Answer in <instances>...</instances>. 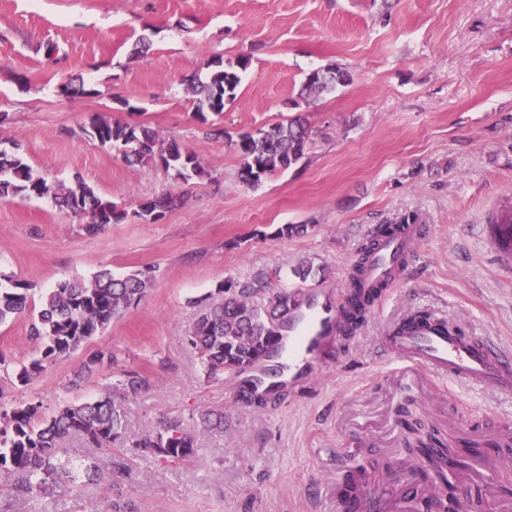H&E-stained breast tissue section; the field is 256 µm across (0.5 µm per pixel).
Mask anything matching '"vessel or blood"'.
Listing matches in <instances>:
<instances>
[{"mask_svg": "<svg viewBox=\"0 0 512 512\" xmlns=\"http://www.w3.org/2000/svg\"><path fill=\"white\" fill-rule=\"evenodd\" d=\"M424 237L421 224L375 235L374 249L359 273L360 287L370 290L399 283ZM347 307V295L333 288L302 291L298 305L288 313L286 330L264 356L244 369L243 384L272 403L285 393L299 392L311 375L322 371L334 354L340 353L348 336ZM378 347L387 359L424 370L435 378L487 385L512 395V353L487 337L463 332L438 314L425 318L405 314L385 328ZM351 478L358 487L357 494L351 502L337 501V512H388L394 501L401 512H410L412 477L399 483L384 479L375 484L365 483L356 472Z\"/></svg>", "mask_w": 512, "mask_h": 512, "instance_id": "1", "label": "vessel or blood"}]
</instances>
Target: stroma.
<instances>
[{
  "label": "stroma",
  "mask_w": 512,
  "mask_h": 512,
  "mask_svg": "<svg viewBox=\"0 0 512 512\" xmlns=\"http://www.w3.org/2000/svg\"><path fill=\"white\" fill-rule=\"evenodd\" d=\"M141 38L150 48L137 55ZM49 44L58 53L46 55ZM213 56L242 77L220 140L192 120L185 84ZM330 64L349 83L303 98L306 75ZM71 77L84 94L62 93ZM97 114L145 123L206 176L128 163L86 134ZM296 116L311 131L304 158L242 183L238 136ZM11 146L35 173L81 180L129 216L89 235L51 199L0 201L1 272L36 300L104 268L150 267L155 283L28 385L0 384V404L34 400L48 417L135 371L151 387L125 403L129 439L205 408L228 424L200 434L184 461L115 449L126 470L108 485L82 477L24 500L0 478V512H333L337 480L363 460L389 459L386 477L401 479L409 425L456 445L472 438L458 421L484 437L512 426V396L381 362L376 344L384 325L427 309L512 351V265L488 229L512 198V0H0V147ZM167 193L180 203L163 217H133ZM408 214L426 226L419 255L300 397L257 406L226 376L205 377L186 341L198 299L261 271L292 288L344 286L369 228ZM285 224L308 231L278 236ZM30 326L27 312L0 325L9 366L35 356ZM106 348L104 378L73 386L85 357Z\"/></svg>",
  "instance_id": "obj_1"
}]
</instances>
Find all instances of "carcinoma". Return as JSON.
I'll return each mask as SVG.
<instances>
[{
	"mask_svg": "<svg viewBox=\"0 0 512 512\" xmlns=\"http://www.w3.org/2000/svg\"><path fill=\"white\" fill-rule=\"evenodd\" d=\"M207 80L192 75L186 79L194 112L192 119L209 126V135L224 137V128L209 120L220 116L225 104L236 97L241 79L223 62L207 60ZM349 74L335 65L309 73L303 84L305 97L317 99L344 86ZM90 134L101 145L122 151L128 161L157 164L170 155L169 164L185 180L202 178L206 171L196 156L177 143H164L157 132L142 123L114 121L104 115L90 122ZM310 131L299 118L288 119L254 133L236 142L243 167L240 178L247 184H256L265 175L286 170L304 157ZM23 195L29 198H50L54 203L76 215L86 217L83 230L94 235L110 224L127 218V212L112 201L104 199L82 181L72 185L49 181L37 175L14 152L0 149V200ZM179 198L171 195L148 198L139 203V217L163 216L177 206ZM490 234L501 254L512 261V221L500 223L495 217L489 225ZM273 275L261 272L251 283L239 285L221 282L215 294L208 295L209 303L200 313L187 336L189 347L198 354L207 377L237 374L255 363L277 336L279 321L288 316V310L297 305L300 289L279 287L273 289ZM154 284L153 268L133 271L116 278L111 270L102 269L87 281L65 279L46 289L30 327L33 339L39 341L35 358L14 369H9L0 357V369L9 372L15 382L27 385L31 379L58 359L75 352L89 338L103 332L132 304L141 300ZM374 296L358 288L351 295L347 322L360 325ZM32 304L26 284L0 274V324L24 313ZM114 354L110 349H99L82 362L71 384L76 385L97 375L112 365ZM150 387L148 379L136 372H128L115 383L102 387L100 395L90 401L71 402L57 413L43 419L39 405L17 403L0 409V473L15 475L21 484L12 490L26 495L45 494L56 488H67L76 481L75 466L59 455L66 440L77 435L87 448L110 450L121 448L127 441V423L124 402ZM202 430L224 432V409L207 408L199 413ZM132 447L146 454L163 458L189 459L197 448L196 435L179 418H167L153 429L132 441ZM420 453L428 457L435 469L439 462L453 460L458 449L435 436L421 443Z\"/></svg>",
	"mask_w": 512,
	"mask_h": 512,
	"instance_id": "obj_1",
	"label": "carcinoma"
}]
</instances>
